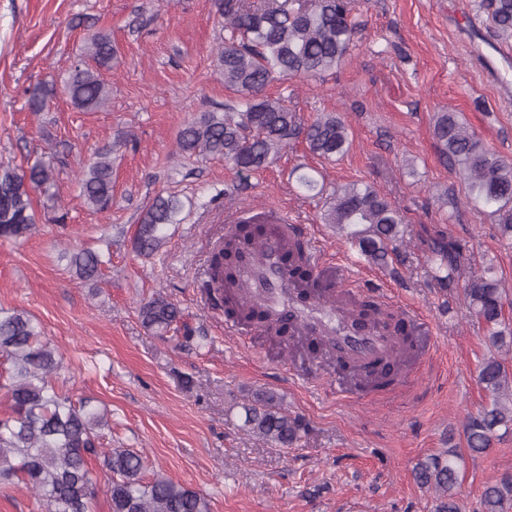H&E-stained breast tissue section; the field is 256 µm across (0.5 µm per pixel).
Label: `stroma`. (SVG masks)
Segmentation results:
<instances>
[{"instance_id": "35a3bbf8", "label": "stroma", "mask_w": 512, "mask_h": 512, "mask_svg": "<svg viewBox=\"0 0 512 512\" xmlns=\"http://www.w3.org/2000/svg\"><path fill=\"white\" fill-rule=\"evenodd\" d=\"M355 43L333 74L294 78L267 89L296 104L305 120L333 112L349 125L350 148L327 161L296 143L239 189L223 159L179 154L177 136L202 112L234 99L217 67L224 24L214 0H0V162H53L54 200L33 196L37 224L20 242L0 240V309H22L40 322L64 356L56 386L107 411L104 448L142 453L146 478L161 474L208 497L212 512H434L432 491L415 481L416 464L455 448L458 503L478 512L484 487L512 475V433L468 454L463 424L489 401L478 381L488 357L484 326L462 294L431 279L420 225L465 239L471 270L492 269L506 290L512 320V241L487 213L439 207L436 194L460 196L463 184L433 136V117L461 114L487 146L512 161V101L473 64L488 57L512 83V37L493 35L478 0H355ZM108 33L116 54L102 76L101 109L74 106L62 89L84 58L89 37ZM55 87L44 111L27 92ZM102 149L112 152V205L89 210L79 173ZM324 186L314 196L298 174ZM373 184L405 217L402 256L377 264L321 220L324 197L340 184ZM183 202L179 223L152 255L135 252L142 212L159 195ZM277 209L321 239L342 262L343 285L367 272L392 279L387 302L413 306L430 330L428 351L408 381L344 397L331 382L336 366L309 357L307 342L257 332L224 333L198 273L224 238L241 204ZM67 213L54 223L55 212ZM109 252L94 282L77 278L69 254ZM163 293L200 330L202 348L149 332L141 307ZM301 416L305 434L286 448L243 430V407L258 391Z\"/></svg>"}]
</instances>
